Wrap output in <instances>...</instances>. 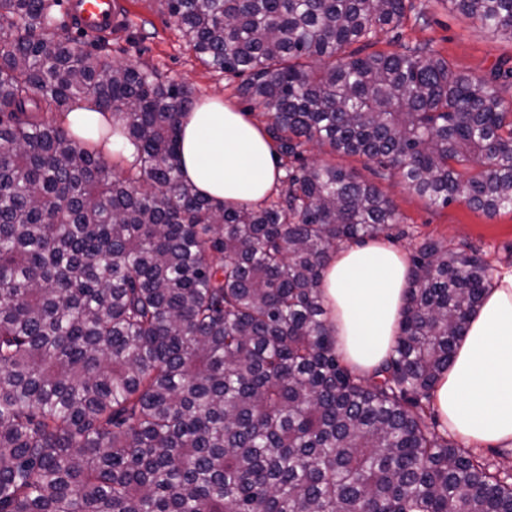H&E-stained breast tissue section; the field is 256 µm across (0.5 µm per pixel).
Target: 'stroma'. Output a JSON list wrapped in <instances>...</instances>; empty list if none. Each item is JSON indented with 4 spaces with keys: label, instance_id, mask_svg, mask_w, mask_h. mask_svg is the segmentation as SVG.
Returning a JSON list of instances; mask_svg holds the SVG:
<instances>
[{
    "label": "stroma",
    "instance_id": "stroma-1",
    "mask_svg": "<svg viewBox=\"0 0 512 512\" xmlns=\"http://www.w3.org/2000/svg\"><path fill=\"white\" fill-rule=\"evenodd\" d=\"M410 2L399 40L380 34L377 50L396 51L404 44L429 42L456 69L475 77L489 75L500 59H512L511 37L478 27L472 19L453 9L448 0ZM117 4L123 10L122 15L117 17L111 31L100 36L106 61L155 68L168 78L186 83L195 98L223 99L252 122L263 127L269 125L270 117L262 107L238 96V76L214 71L196 58L159 0H117ZM298 161L355 168L365 180L378 187L393 202L400 219V234L384 240L388 247L408 254L426 239L451 247L468 244L495 273L512 269V212L504 210L489 217L464 203L431 205L398 179H384L365 169L359 158L322 151L311 144L303 147L300 159H280L281 175L275 195L287 191L286 171Z\"/></svg>",
    "mask_w": 512,
    "mask_h": 512
}]
</instances>
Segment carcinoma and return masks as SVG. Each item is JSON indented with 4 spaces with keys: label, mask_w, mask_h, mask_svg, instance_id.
<instances>
[{
    "label": "carcinoma",
    "mask_w": 512,
    "mask_h": 512,
    "mask_svg": "<svg viewBox=\"0 0 512 512\" xmlns=\"http://www.w3.org/2000/svg\"><path fill=\"white\" fill-rule=\"evenodd\" d=\"M160 2L270 112L279 155L327 147L433 205L512 211V66L364 53L407 0ZM448 2L512 35V0ZM68 18L0 0V512H512V472L432 407L490 265L416 246L396 344L357 373L323 273L399 223L389 198L314 162L265 207L212 203L180 170L192 90L72 44ZM80 101L134 161L75 140L60 116Z\"/></svg>",
    "instance_id": "cac0c4a2"
}]
</instances>
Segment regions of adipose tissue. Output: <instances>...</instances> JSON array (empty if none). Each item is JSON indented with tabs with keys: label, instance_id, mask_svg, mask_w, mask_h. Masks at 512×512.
Segmentation results:
<instances>
[{
	"label": "adipose tissue",
	"instance_id": "adipose-tissue-1",
	"mask_svg": "<svg viewBox=\"0 0 512 512\" xmlns=\"http://www.w3.org/2000/svg\"><path fill=\"white\" fill-rule=\"evenodd\" d=\"M64 121L81 141L133 160L134 146L115 135L101 141L108 115L88 109ZM183 178L213 202L261 204L274 191L279 165L265 132L217 98L184 114L180 131ZM409 285L401 251L375 242L340 248L323 276V298L347 363L367 375L389 355L399 333ZM433 400L448 428L469 441L512 442V272L489 288L470 317Z\"/></svg>",
	"mask_w": 512,
	"mask_h": 512
}]
</instances>
